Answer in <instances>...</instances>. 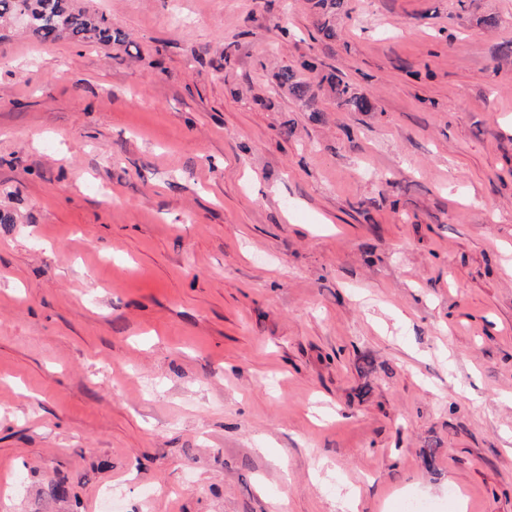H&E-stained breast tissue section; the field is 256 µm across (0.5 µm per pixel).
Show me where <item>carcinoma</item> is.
Instances as JSON below:
<instances>
[{
	"mask_svg": "<svg viewBox=\"0 0 512 512\" xmlns=\"http://www.w3.org/2000/svg\"><path fill=\"white\" fill-rule=\"evenodd\" d=\"M342 6V0H314L319 14L316 32L320 38L332 40L336 37L332 18ZM15 21L22 22L44 44H54L61 39L79 44L95 41L122 44L126 39L121 30L112 27V21L105 15L75 8L68 0H0V28ZM275 78L280 88L287 90L312 112L317 111V91L325 86L343 109L371 112L375 108L367 94L344 81L334 69L319 76L315 82L302 79L290 67L280 70Z\"/></svg>",
	"mask_w": 512,
	"mask_h": 512,
	"instance_id": "1",
	"label": "carcinoma"
}]
</instances>
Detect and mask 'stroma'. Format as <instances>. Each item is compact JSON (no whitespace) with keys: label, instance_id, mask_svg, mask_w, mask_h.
Masks as SVG:
<instances>
[{"label":"stroma","instance_id":"35a3bbf8","mask_svg":"<svg viewBox=\"0 0 512 512\" xmlns=\"http://www.w3.org/2000/svg\"><path fill=\"white\" fill-rule=\"evenodd\" d=\"M72 4L0 34V512H512V0ZM68 0H0V28L20 21L44 44L61 39L85 44L125 43L126 35L105 15L75 8ZM342 2V0L314 1V7L318 9L319 14L316 32L321 39L332 40L336 37V30L332 23V18L336 16V11L342 8ZM277 85L288 91V94L304 103L310 112H319L315 106L317 92L326 84L335 95L338 107L350 112H372L375 108L373 100L364 92L353 87L332 69L319 76L317 81L302 79L291 67L281 69L275 75Z\"/></svg>","mask_w":512,"mask_h":512}]
</instances>
